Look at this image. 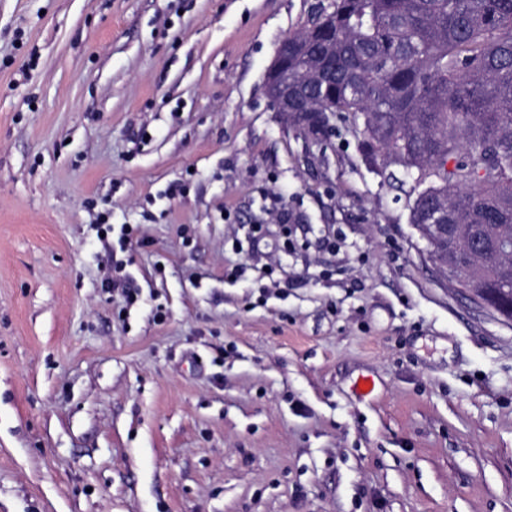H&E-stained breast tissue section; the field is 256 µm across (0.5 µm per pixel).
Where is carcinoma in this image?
Listing matches in <instances>:
<instances>
[{
    "label": "carcinoma",
    "mask_w": 512,
    "mask_h": 512,
    "mask_svg": "<svg viewBox=\"0 0 512 512\" xmlns=\"http://www.w3.org/2000/svg\"><path fill=\"white\" fill-rule=\"evenodd\" d=\"M332 111L399 126L363 143L383 169L442 183L448 223L512 234V0H336ZM452 274L479 287L512 260L490 252Z\"/></svg>",
    "instance_id": "carcinoma-1"
}]
</instances>
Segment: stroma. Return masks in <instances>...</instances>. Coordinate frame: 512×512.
Instances as JSON below:
<instances>
[{"label":"stroma","instance_id":"obj_1","mask_svg":"<svg viewBox=\"0 0 512 512\" xmlns=\"http://www.w3.org/2000/svg\"><path fill=\"white\" fill-rule=\"evenodd\" d=\"M321 7L0 0V512H512V323L265 92Z\"/></svg>","mask_w":512,"mask_h":512}]
</instances>
